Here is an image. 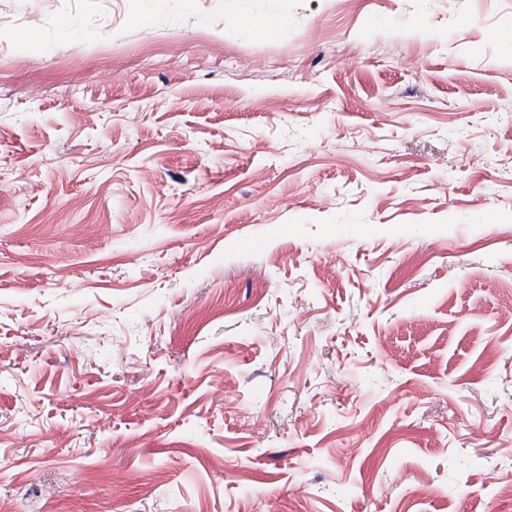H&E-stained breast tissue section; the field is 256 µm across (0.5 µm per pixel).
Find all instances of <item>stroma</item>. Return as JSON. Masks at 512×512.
I'll return each mask as SVG.
<instances>
[{
	"mask_svg": "<svg viewBox=\"0 0 512 512\" xmlns=\"http://www.w3.org/2000/svg\"><path fill=\"white\" fill-rule=\"evenodd\" d=\"M511 486L512 0H0V512Z\"/></svg>",
	"mask_w": 512,
	"mask_h": 512,
	"instance_id": "obj_1",
	"label": "stroma"
}]
</instances>
